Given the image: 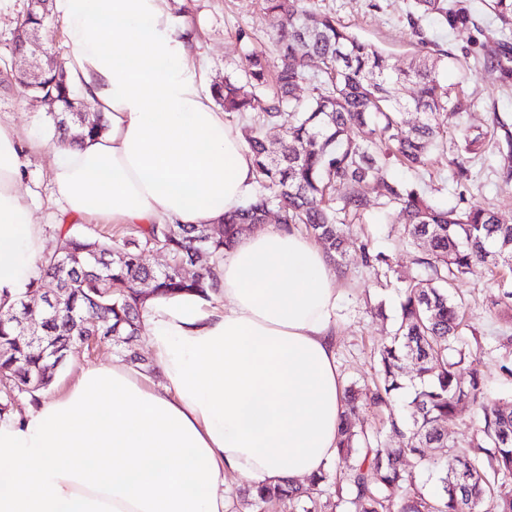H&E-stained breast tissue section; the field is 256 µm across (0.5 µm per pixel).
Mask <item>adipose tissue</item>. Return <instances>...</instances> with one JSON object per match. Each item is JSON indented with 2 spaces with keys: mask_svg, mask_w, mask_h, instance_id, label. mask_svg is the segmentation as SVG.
I'll list each match as a JSON object with an SVG mask.
<instances>
[{
  "mask_svg": "<svg viewBox=\"0 0 512 512\" xmlns=\"http://www.w3.org/2000/svg\"><path fill=\"white\" fill-rule=\"evenodd\" d=\"M65 68L107 132L51 149L66 219L214 224L254 193L252 157L200 89L195 39L170 0H54ZM21 134L0 124V306L45 256L19 191ZM218 290L147 301L149 371L81 369L70 388L0 420V512H229L253 486L319 473L344 411L337 281L298 228L240 236Z\"/></svg>",
  "mask_w": 512,
  "mask_h": 512,
  "instance_id": "obj_1",
  "label": "adipose tissue"
}]
</instances>
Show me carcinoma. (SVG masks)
I'll use <instances>...</instances> for the list:
<instances>
[{"label":"carcinoma","instance_id":"1","mask_svg":"<svg viewBox=\"0 0 512 512\" xmlns=\"http://www.w3.org/2000/svg\"><path fill=\"white\" fill-rule=\"evenodd\" d=\"M485 7L502 25H512V0H485ZM262 9L273 20L275 70L266 52L252 50L245 56V80L227 77L213 86L224 112L256 113L243 138L258 190L219 224H153L124 238L117 249L71 227L60 230L57 248L42 262V276L55 283L60 304L31 313L40 340L32 342L16 320H0V418L14 411L22 395L39 401L59 370L51 354L69 353L84 336L116 342L138 335L146 303L141 281L149 280L155 297L210 298L217 288L213 267L224 251L241 234L268 223L274 209L278 223L304 225L329 255L343 259L357 250L364 265L392 271L388 256L372 251L351 229L375 203L387 209L402 237L422 249L416 258L420 274L403 287L391 334L378 351L373 385L344 389L337 455L351 463L335 476L322 469L304 488L284 483L250 488L248 494L257 504L283 503L288 512H512V400L492 394L476 359L463 348V304L453 293L476 264L512 273V224L491 208H439L419 188L382 174L393 163L425 166L444 147L448 124L461 112L437 73L448 52L430 38L423 21L432 15L444 28H475L477 15L468 0H413L407 23L421 55L403 69L335 17L308 11L305 0H262ZM314 60L319 68L312 73ZM485 68L500 84H511L512 46L503 44ZM408 83L415 93L406 99L402 90ZM303 84L312 87L307 104L296 95ZM35 93L60 104L61 111L50 113L57 139L83 140L108 129L100 114L84 123L69 111L76 88L64 71L46 72ZM409 110L419 120L404 131L401 115ZM275 128L281 137L273 143L267 131ZM500 129L495 148L503 174L512 178V130L504 123ZM486 137L460 129V151L481 152ZM338 186L344 193L333 207L331 192ZM205 230L209 258L200 267L191 252ZM153 247L185 259L186 269L146 266L142 253ZM498 288L494 306L512 324V279L501 280ZM407 362L416 367L410 381ZM409 385L406 415L390 420L389 431L402 437L392 448L381 431L365 427L362 413L388 408ZM464 407L474 410L475 421L468 447L459 448L448 442L444 425ZM407 460L438 474L435 497L414 487L413 472L403 467ZM322 484L334 488V499L321 500Z\"/></svg>","mask_w":512,"mask_h":512}]
</instances>
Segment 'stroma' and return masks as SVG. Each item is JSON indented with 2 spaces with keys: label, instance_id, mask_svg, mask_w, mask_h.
<instances>
[{
  "label": "stroma",
  "instance_id": "stroma-1",
  "mask_svg": "<svg viewBox=\"0 0 512 512\" xmlns=\"http://www.w3.org/2000/svg\"><path fill=\"white\" fill-rule=\"evenodd\" d=\"M484 21L477 29L446 30L429 25L430 35L447 49L448 56L439 70L440 79L448 84L452 98L462 103L460 120L464 125L492 131L494 119L512 125V86L505 87L489 79L476 67V60L498 51L501 44H512V29L502 30L499 21L487 15L482 0H471ZM307 6L328 13L348 27L361 40L389 55L393 62L407 65L409 56L418 48L410 35L407 12L411 0H306ZM176 12L191 24L198 45L202 68L208 84L224 77L243 75L246 53L253 49L271 50L269 31L271 19L261 7V0H174ZM48 104L36 101L17 86L0 85V122L20 130L23 137L42 141L52 138ZM460 152L456 134H449L447 146L432 154L427 170L416 171L393 164L389 176L421 184L436 204L454 206L466 203L493 208L499 217L512 224V179L502 175L499 156L494 147H486L469 162L470 179L458 182L451 164ZM23 178L20 191L26 198L32 217L46 229V248L57 244L59 210L52 204L50 172L44 154L23 149ZM362 227L373 250L389 256L393 268L389 275L375 273L363 266L357 253L345 260L334 259L330 268L339 287L336 308V366L344 383L370 382L374 353L388 338L399 306L401 290L407 277L416 275L414 263L419 250L408 244L387 213L373 207L365 215ZM465 300V322L474 335L469 348L496 395L511 397L512 381L499 372L503 352L496 342L507 331L504 319L490 306L499 290L490 266L472 267L458 283ZM384 307V316H377V307ZM121 347L101 344L95 351L76 345L57 372L48 394L67 387L87 364L109 366L124 364Z\"/></svg>",
  "mask_w": 512,
  "mask_h": 512
}]
</instances>
